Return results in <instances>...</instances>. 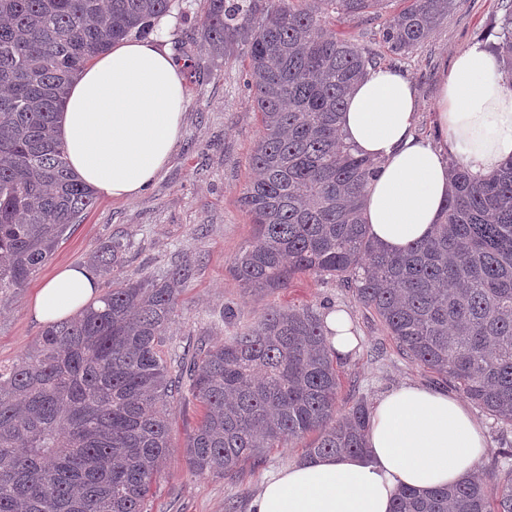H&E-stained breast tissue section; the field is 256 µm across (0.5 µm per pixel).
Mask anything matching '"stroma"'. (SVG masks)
<instances>
[{
    "label": "stroma",
    "mask_w": 512,
    "mask_h": 512,
    "mask_svg": "<svg viewBox=\"0 0 512 512\" xmlns=\"http://www.w3.org/2000/svg\"><path fill=\"white\" fill-rule=\"evenodd\" d=\"M164 17L162 49L191 42L192 61L182 73L187 101L181 135L168 166L140 195L129 200L97 197L95 205L72 225L52 259L20 289L0 293V362L23 356L42 327L31 313L34 293L64 265H83L103 244H125L123 275L163 276L187 262L192 277L167 328V349L179 353L195 349L201 339L216 341L234 327L254 321L266 311L289 305L346 308L360 332L354 356L338 361L339 406L353 401L374 402L383 391L405 381L447 389L444 380L402 355L380 321L365 309L341 282L302 275L275 291L243 288L232 275L235 253L253 238L250 216L240 196L251 177L250 158L261 137L258 112L251 104L244 80L248 59L243 52L230 57L204 47V0H178ZM512 12V0H456L436 32L405 57L381 42L382 19L370 17L338 21L337 32L350 37L374 56L379 66L406 75L416 90L417 132L435 134L433 114L439 87L453 57L472 41L497 40L503 17ZM210 77L198 81L197 71ZM235 311L233 322L219 318L224 307ZM488 442L480 470L512 465V430L482 409H475ZM202 409L186 399L170 408L171 458L152 485L145 512H247L263 476L304 456V441L267 451L260 460H248L233 475L215 477L189 470L184 460L187 433L200 421Z\"/></svg>",
    "instance_id": "stroma-1"
}]
</instances>
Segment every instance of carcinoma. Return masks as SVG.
Listing matches in <instances>:
<instances>
[{
  "label": "carcinoma",
  "mask_w": 512,
  "mask_h": 512,
  "mask_svg": "<svg viewBox=\"0 0 512 512\" xmlns=\"http://www.w3.org/2000/svg\"><path fill=\"white\" fill-rule=\"evenodd\" d=\"M207 0L203 38L244 49L262 134L256 176L240 203L255 227L230 271L248 288H286L304 274L351 288L399 350L512 427V162L477 181L453 164L452 191L432 237L390 253L361 215L375 163L350 151L337 126L374 57L327 25L377 15L387 0ZM455 0H412L380 29L406 56ZM172 0H0V291L18 289L54 255L96 202L75 178L57 134L72 80L97 55L150 35ZM512 84V14L492 46ZM119 241L92 269L112 280L101 305L43 327L19 360L0 364V512H144L170 460V405L203 409L184 458L226 476L270 448L310 434L304 457L364 452L370 407H338L339 374L322 314L267 311L195 351L161 355L191 277H124ZM392 512H512V467L476 471L421 494L403 489Z\"/></svg>",
  "instance_id": "carcinoma-1"
}]
</instances>
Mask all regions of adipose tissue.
Instances as JSON below:
<instances>
[{"instance_id": "ef3b65f1", "label": "adipose tissue", "mask_w": 512, "mask_h": 512, "mask_svg": "<svg viewBox=\"0 0 512 512\" xmlns=\"http://www.w3.org/2000/svg\"><path fill=\"white\" fill-rule=\"evenodd\" d=\"M184 105L180 68L157 38L113 46L86 66L60 116L71 171L104 197L138 195L171 160ZM415 109L410 80L375 68L354 86L338 122L344 144L377 165L364 221L393 253L433 234L450 192V165L481 180L512 161V89L502 60L484 43L455 57L434 114L436 138L417 133ZM97 289L89 269L61 268L36 292L34 318H70L96 301ZM323 320L334 356H351L359 339L349 311H327ZM364 439V454L318 456L272 472L251 512H391L400 489L454 485L487 450L468 406L417 383L377 397Z\"/></svg>"}]
</instances>
